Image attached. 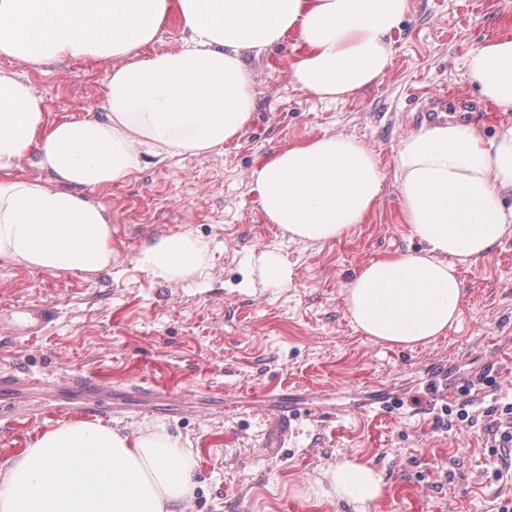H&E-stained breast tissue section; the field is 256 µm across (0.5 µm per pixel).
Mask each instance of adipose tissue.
<instances>
[{"mask_svg":"<svg viewBox=\"0 0 512 512\" xmlns=\"http://www.w3.org/2000/svg\"><path fill=\"white\" fill-rule=\"evenodd\" d=\"M410 0H0V59L34 69L59 60L111 65L100 111L49 121L31 81L0 68V258L55 272L112 264V217L90 194L124 182L150 155L168 159L222 149L254 107L250 58L297 35L294 84L336 102L378 80ZM183 36L154 51L171 18ZM465 78L483 100L512 106V36L471 50ZM37 154L42 176L9 172ZM394 179L405 224L423 249L364 265L345 296L365 336L401 347L444 335L461 315V264L512 229V127L486 138L441 122L402 137ZM385 174L354 137L325 134L257 163L250 180L267 221L289 240L327 242L364 223ZM209 246L188 234L143 247L136 265L169 281L201 278ZM197 454L161 422L135 429L63 421L0 464V512H188ZM376 469L346 457L307 499L356 512L378 500Z\"/></svg>","mask_w":512,"mask_h":512,"instance_id":"obj_1","label":"adipose tissue"}]
</instances>
